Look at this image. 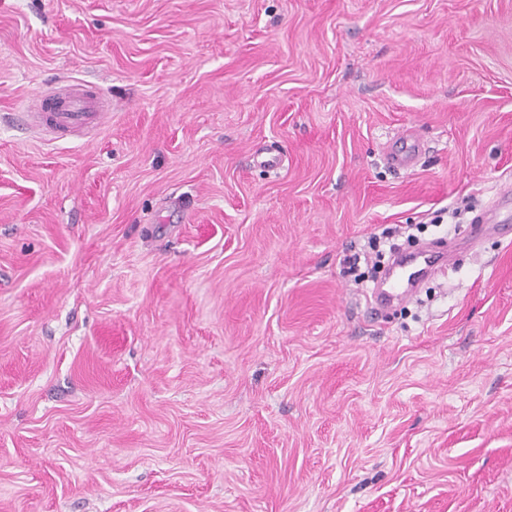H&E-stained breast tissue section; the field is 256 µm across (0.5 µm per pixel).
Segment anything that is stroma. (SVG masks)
<instances>
[{
	"label": "stroma",
	"mask_w": 512,
	"mask_h": 512,
	"mask_svg": "<svg viewBox=\"0 0 512 512\" xmlns=\"http://www.w3.org/2000/svg\"><path fill=\"white\" fill-rule=\"evenodd\" d=\"M505 183L512 0H0V512H512ZM395 225L458 247L375 313ZM34 97L37 106L44 111L37 112L41 117V126L55 132L101 127L109 116L100 92L95 95H60L40 90ZM421 147V139L415 130L407 128L398 133L396 140L388 146V163L395 170L412 168Z\"/></svg>",
	"instance_id": "35a3bbf8"
}]
</instances>
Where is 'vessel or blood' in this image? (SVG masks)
<instances>
[{
  "label": "vessel or blood",
  "mask_w": 512,
  "mask_h": 512,
  "mask_svg": "<svg viewBox=\"0 0 512 512\" xmlns=\"http://www.w3.org/2000/svg\"><path fill=\"white\" fill-rule=\"evenodd\" d=\"M41 109V124L52 131H70L102 126L108 116L102 94H57L45 90L35 95ZM421 139L413 129L398 133L389 145L387 160L393 169L412 168L421 152ZM446 254L422 250L404 254L387 272L372 292V306H383L394 300H411L419 283L434 277L445 267Z\"/></svg>",
  "instance_id": "obj_1"
}]
</instances>
